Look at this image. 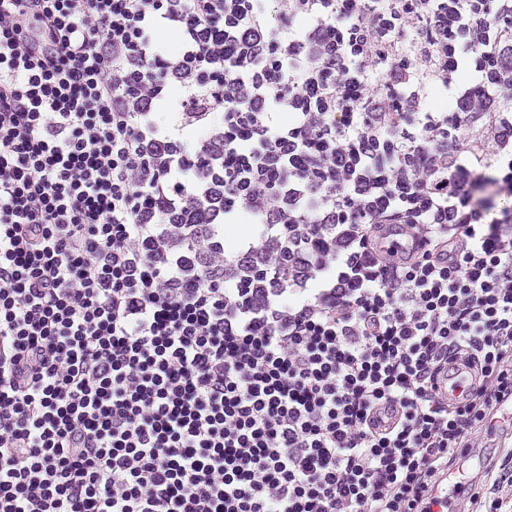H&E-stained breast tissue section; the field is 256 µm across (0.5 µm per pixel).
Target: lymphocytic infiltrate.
<instances>
[{
  "mask_svg": "<svg viewBox=\"0 0 512 512\" xmlns=\"http://www.w3.org/2000/svg\"><path fill=\"white\" fill-rule=\"evenodd\" d=\"M510 89L512 0H0V512H434L512 403Z\"/></svg>",
  "mask_w": 512,
  "mask_h": 512,
  "instance_id": "f902f5d3",
  "label": "lymphocytic infiltrate"
}]
</instances>
